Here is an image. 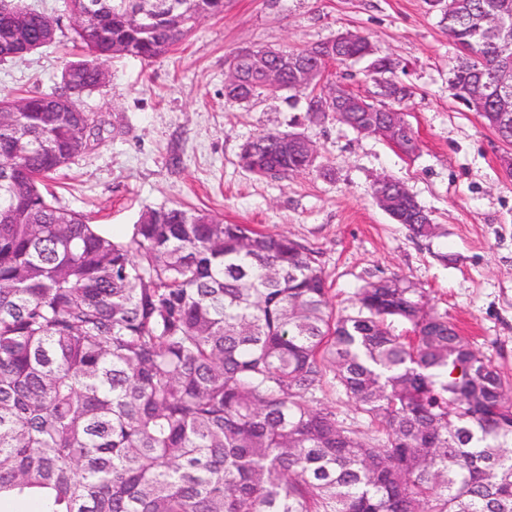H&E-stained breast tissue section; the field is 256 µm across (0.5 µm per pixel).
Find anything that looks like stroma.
Returning a JSON list of instances; mask_svg holds the SVG:
<instances>
[{
    "instance_id": "35a3bbf8",
    "label": "stroma",
    "mask_w": 512,
    "mask_h": 512,
    "mask_svg": "<svg viewBox=\"0 0 512 512\" xmlns=\"http://www.w3.org/2000/svg\"><path fill=\"white\" fill-rule=\"evenodd\" d=\"M57 19L52 43L0 62V95L48 92L72 60L65 0H29ZM441 8L428 0H225L224 15L147 63L117 56L79 105L100 131L48 186L59 205L128 240L149 208L201 210L230 224L286 234L315 252L336 309L366 282L404 276L427 292L472 345L512 377V178L506 145L458 103L449 63L457 53ZM352 32L400 61L413 87L404 108L418 143L406 155L333 117L312 123L287 93L224 105V61L242 47L296 50ZM268 130L300 131L314 166L285 180L241 167L243 145ZM402 182L436 230L420 237L373 197L377 179Z\"/></svg>"
}]
</instances>
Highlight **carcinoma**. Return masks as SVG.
Here are the masks:
<instances>
[{
    "label": "carcinoma",
    "instance_id": "obj_1",
    "mask_svg": "<svg viewBox=\"0 0 512 512\" xmlns=\"http://www.w3.org/2000/svg\"><path fill=\"white\" fill-rule=\"evenodd\" d=\"M67 0L88 57L50 93L0 96V500L42 512H512V381L401 277L359 288L336 311L315 255L286 235L203 211L150 208L127 241L44 194L45 179L90 147L96 124L78 101L116 55L152 62L184 42L224 0ZM448 23L472 51L452 66L455 97L470 69L509 74L512 0H468ZM495 12L509 38L485 41ZM50 18L0 0V62L53 42ZM317 44L289 52L268 88L241 58L224 87L231 107L288 91L310 96L301 68ZM359 38L337 62L370 55ZM512 113V98L479 113ZM383 113L347 112L351 128ZM286 132L248 141L242 166L262 178L310 167L283 159ZM340 387L374 433L324 402Z\"/></svg>",
    "mask_w": 512,
    "mask_h": 512
}]
</instances>
